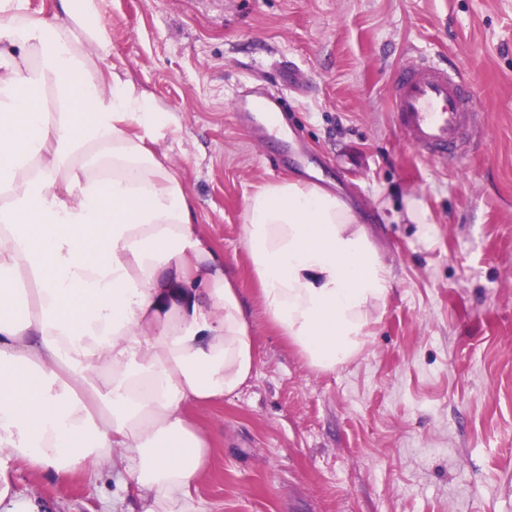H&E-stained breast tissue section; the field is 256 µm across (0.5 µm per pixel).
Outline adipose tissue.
<instances>
[{"label":"adipose tissue","mask_w":512,"mask_h":512,"mask_svg":"<svg viewBox=\"0 0 512 512\" xmlns=\"http://www.w3.org/2000/svg\"><path fill=\"white\" fill-rule=\"evenodd\" d=\"M103 0H0V459L107 469L143 512H197L189 405L237 392L257 347L233 271L156 144L180 122L108 62ZM262 308L311 366L363 349L390 271L359 211L285 179L251 195Z\"/></svg>","instance_id":"adipose-tissue-1"}]
</instances>
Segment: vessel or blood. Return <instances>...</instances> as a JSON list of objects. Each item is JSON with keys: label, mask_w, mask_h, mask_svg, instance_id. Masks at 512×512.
Segmentation results:
<instances>
[{"label": "vessel or blood", "mask_w": 512, "mask_h": 512, "mask_svg": "<svg viewBox=\"0 0 512 512\" xmlns=\"http://www.w3.org/2000/svg\"><path fill=\"white\" fill-rule=\"evenodd\" d=\"M473 84L472 76L425 58L398 66L388 88L391 109L397 129L418 154L448 161L466 157L472 135L482 128L480 113L470 108ZM233 108L247 125L257 110L275 119V127L259 132L263 145L280 139L281 127L291 123L287 98L261 86L236 95Z\"/></svg>", "instance_id": "obj_1"}]
</instances>
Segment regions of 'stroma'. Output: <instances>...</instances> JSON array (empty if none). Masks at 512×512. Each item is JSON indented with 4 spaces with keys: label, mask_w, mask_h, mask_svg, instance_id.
<instances>
[{
    "label": "stroma",
    "mask_w": 512,
    "mask_h": 512,
    "mask_svg": "<svg viewBox=\"0 0 512 512\" xmlns=\"http://www.w3.org/2000/svg\"><path fill=\"white\" fill-rule=\"evenodd\" d=\"M117 72L176 114L157 148L242 288L258 362L187 410L211 442L203 512H512V0H106ZM475 80L487 137L462 163L418 155L387 97L396 67ZM282 92L314 181L366 214L391 270L363 351L323 372L266 317L245 244L248 197L294 177L232 103ZM41 512H129L115 474L0 464Z\"/></svg>",
    "instance_id": "1"
}]
</instances>
